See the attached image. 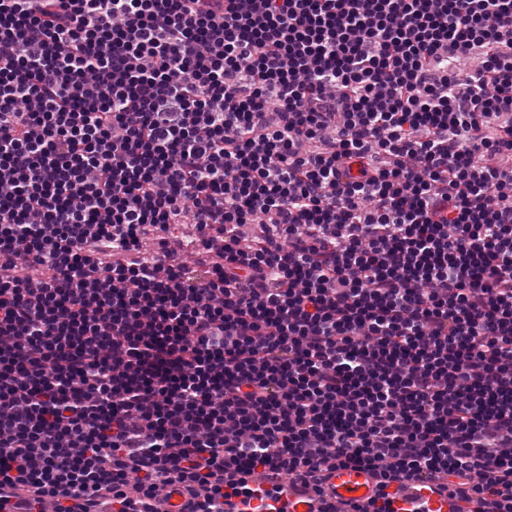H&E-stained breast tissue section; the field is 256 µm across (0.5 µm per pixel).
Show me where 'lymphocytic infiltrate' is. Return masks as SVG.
<instances>
[{
    "label": "lymphocytic infiltrate",
    "instance_id": "1",
    "mask_svg": "<svg viewBox=\"0 0 512 512\" xmlns=\"http://www.w3.org/2000/svg\"><path fill=\"white\" fill-rule=\"evenodd\" d=\"M419 479L512 512V0H0V512ZM336 497L342 500H359L372 494L373 478L357 468L338 469L332 472L328 481Z\"/></svg>",
    "mask_w": 512,
    "mask_h": 512
}]
</instances>
